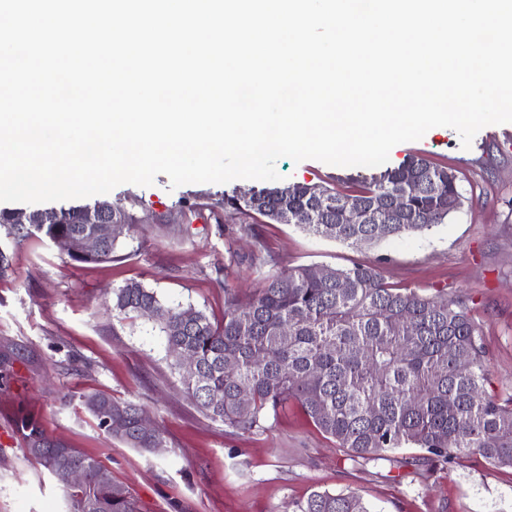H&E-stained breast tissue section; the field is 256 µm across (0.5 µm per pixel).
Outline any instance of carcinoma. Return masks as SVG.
Returning a JSON list of instances; mask_svg holds the SVG:
<instances>
[{
	"label": "carcinoma",
	"mask_w": 512,
	"mask_h": 512,
	"mask_svg": "<svg viewBox=\"0 0 512 512\" xmlns=\"http://www.w3.org/2000/svg\"><path fill=\"white\" fill-rule=\"evenodd\" d=\"M401 200L399 209L393 199ZM466 197L456 174L420 155L370 175L347 178L342 189L307 183L224 196V215L244 220L240 231L257 237L255 224H295L351 246H376L392 238L448 223ZM355 206L360 223H342ZM89 205L46 210L42 224L11 223L0 212V230L18 244L39 234L52 241L91 235ZM121 234L75 262H106ZM375 264L333 268L303 265L269 274L258 291L241 299L224 284V319L215 322L192 306L168 307L138 281L112 289V309L156 321L167 350L190 353L195 367L172 357L187 397L202 412L238 432L265 428L290 402L354 464L391 460L417 448L433 464L451 465L479 454L493 468H512V389L498 394L489 351L472 307L445 290L425 295L385 282ZM82 405L112 437L151 451L163 432L138 425L143 408L103 393ZM26 450L47 473L80 468L87 481L67 491L71 512H138L124 487L98 479L104 466L93 456L50 436L31 413L14 419ZM294 512H371L354 492L314 491Z\"/></svg>",
	"instance_id": "1"
}]
</instances>
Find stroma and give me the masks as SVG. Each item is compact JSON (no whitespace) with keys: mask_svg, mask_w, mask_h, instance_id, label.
Listing matches in <instances>:
<instances>
[{"mask_svg":"<svg viewBox=\"0 0 512 512\" xmlns=\"http://www.w3.org/2000/svg\"><path fill=\"white\" fill-rule=\"evenodd\" d=\"M421 154L455 170L466 197L448 223L375 247L348 246L293 224L257 225V238L217 226L224 196L262 188L259 180L172 187L122 184L104 199L135 219L106 263H76L58 244L33 237L9 245L0 274V512H67L66 485L46 475L14 430L18 409L33 411L52 436L96 457L141 512H292L315 490L356 492L372 512H512V469L480 455L441 467L416 448L393 461L345 460L298 406L268 419L264 430L238 433L210 419L187 397L170 367L155 323L112 309L113 288L135 280L168 306L224 314V286L252 296L266 276L301 265L348 267L383 258L382 276L424 294L445 289L467 298L489 349L495 387L512 385V123L489 125L463 148L449 127L399 144L398 165ZM282 184L332 185L356 168L288 158L275 164ZM198 205L191 223L170 227L163 215ZM261 241L269 265L238 263ZM103 392L144 406L165 436L145 452L112 438L80 397Z\"/></svg>","mask_w":512,"mask_h":512,"instance_id":"stroma-1","label":"stroma"}]
</instances>
